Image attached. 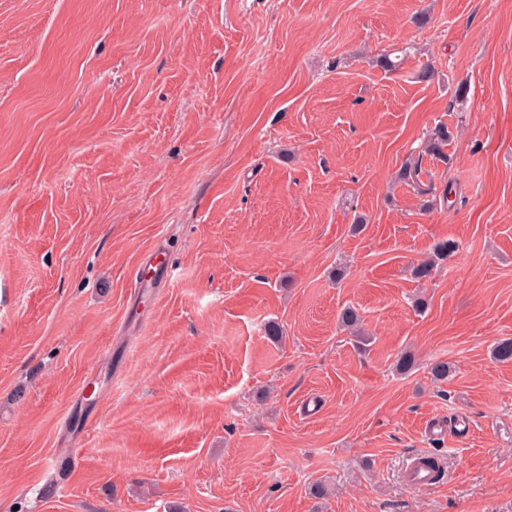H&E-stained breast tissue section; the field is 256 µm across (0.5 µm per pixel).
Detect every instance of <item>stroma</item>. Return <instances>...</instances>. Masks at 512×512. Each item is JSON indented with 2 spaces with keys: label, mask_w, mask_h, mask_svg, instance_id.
<instances>
[{
  "label": "stroma",
  "mask_w": 512,
  "mask_h": 512,
  "mask_svg": "<svg viewBox=\"0 0 512 512\" xmlns=\"http://www.w3.org/2000/svg\"><path fill=\"white\" fill-rule=\"evenodd\" d=\"M507 338L512 0H0V512H512ZM451 137L452 132L447 125L436 126L428 136L426 150L439 161L448 162V155L444 153V149L448 146ZM457 250V244L453 240L438 241L432 251L431 259L423 261L414 267V276L419 280L430 278L435 266L440 262L447 260Z\"/></svg>",
  "instance_id": "1"
}]
</instances>
